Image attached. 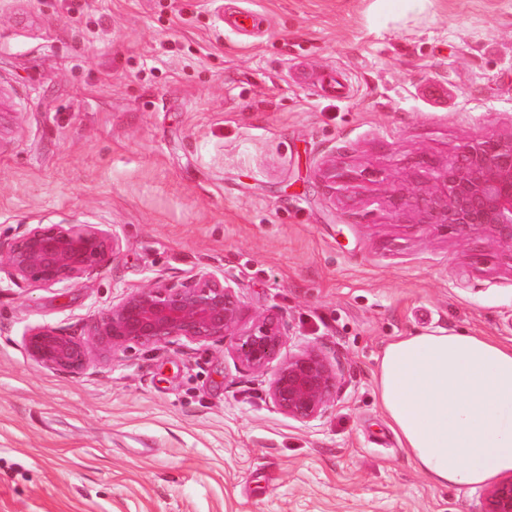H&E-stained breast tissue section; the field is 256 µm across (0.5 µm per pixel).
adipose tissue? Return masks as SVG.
I'll return each instance as SVG.
<instances>
[{
    "mask_svg": "<svg viewBox=\"0 0 512 512\" xmlns=\"http://www.w3.org/2000/svg\"><path fill=\"white\" fill-rule=\"evenodd\" d=\"M377 397L415 469L438 486L512 473V340L424 331L389 342Z\"/></svg>",
    "mask_w": 512,
    "mask_h": 512,
    "instance_id": "obj_1",
    "label": "adipose tissue"
}]
</instances>
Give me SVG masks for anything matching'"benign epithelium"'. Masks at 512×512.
<instances>
[{
	"instance_id": "benign-epithelium-1",
	"label": "benign epithelium",
	"mask_w": 512,
	"mask_h": 512,
	"mask_svg": "<svg viewBox=\"0 0 512 512\" xmlns=\"http://www.w3.org/2000/svg\"><path fill=\"white\" fill-rule=\"evenodd\" d=\"M420 168L430 187L396 186L389 196L393 212L416 213L423 224H443L460 236L487 233L512 260V134L490 136L457 147L445 161L423 155ZM323 178L351 184L356 176L324 162ZM119 249L109 231L38 224L7 245L0 259L12 275L46 285L74 282L105 266ZM239 284L231 275L202 273L180 283L157 281L132 292L102 313L89 328L101 352L128 343L168 345L231 338L240 364L262 372L275 360L284 341L281 320L260 317L238 328ZM30 357L44 367L80 372L92 363V352L64 330L33 328L25 340ZM337 371L327 357L304 350L280 362L269 384V397L284 415L301 423L316 420L336 397ZM482 512H512V476L490 487Z\"/></svg>"
}]
</instances>
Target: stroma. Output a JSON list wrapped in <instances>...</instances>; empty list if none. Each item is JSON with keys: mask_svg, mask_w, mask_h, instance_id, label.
<instances>
[{"mask_svg": "<svg viewBox=\"0 0 512 512\" xmlns=\"http://www.w3.org/2000/svg\"><path fill=\"white\" fill-rule=\"evenodd\" d=\"M249 8L255 28L222 26ZM512 132V0H0V241L24 225L109 230L102 269L53 286L0 268V512H481L430 484L376 397L413 332L512 339V260L394 214L420 155ZM358 176L334 191L327 159ZM231 272L240 328L277 315L282 355L340 369L304 424L273 368L231 342L130 343L82 374L30 329L87 341L129 293ZM379 10L388 16H402L424 8L426 0H378Z\"/></svg>", "mask_w": 512, "mask_h": 512, "instance_id": "1", "label": "stroma"}]
</instances>
